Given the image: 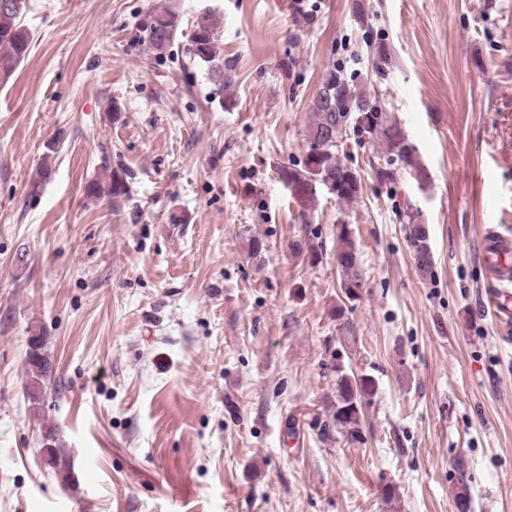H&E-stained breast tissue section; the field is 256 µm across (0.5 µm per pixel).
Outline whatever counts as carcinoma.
<instances>
[{
    "mask_svg": "<svg viewBox=\"0 0 512 512\" xmlns=\"http://www.w3.org/2000/svg\"><path fill=\"white\" fill-rule=\"evenodd\" d=\"M24 0H0V81L7 82L18 66L28 56L30 37L20 24ZM181 26V16L170 4L159 3L152 8L143 23L141 40L154 51L161 53L176 41ZM221 27L220 18L212 12H204L196 18L190 38V57L198 63L211 64L218 60L217 32ZM372 56V68L377 76H384L389 55L382 42L367 43ZM324 96L322 102L309 106V120L306 137L308 150L302 159L279 168L278 175L288 192L299 204L301 212L311 211L318 205V192L326 183L334 185L331 195L343 203L356 201L361 194L362 184L355 170L348 167L339 157V143L347 137L348 131L376 136L384 150L385 163L374 169L377 180L391 183L395 180L394 164L415 172V179L423 182L427 178L416 157L414 146L406 138L400 123L387 117L379 96L365 93L354 87L342 67L332 63L325 67L320 82ZM91 191L105 196L117 205L130 196L126 173L116 168L104 171V179L96 181ZM409 239L414 248L419 268L431 271L433 260L428 244L429 233L425 225L417 222L413 215H407ZM336 266L340 275V288L350 302L359 300L365 282L361 271L359 254L352 232L340 226L336 236ZM40 337L29 339L26 364L29 377V392L32 399L42 396L45 380L49 377V362L42 352ZM336 400L331 404L332 426L342 437L357 441L361 433V414L364 402L375 391V381L369 374L346 371L340 365L336 368ZM47 463L62 481L72 477L74 464L63 448L46 449Z\"/></svg>",
    "mask_w": 512,
    "mask_h": 512,
    "instance_id": "obj_1",
    "label": "carcinoma"
}]
</instances>
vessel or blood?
I'll use <instances>...</instances> for the list:
<instances>
[{
	"instance_id": "vessel-or-blood-1",
	"label": "vessel or blood",
	"mask_w": 512,
	"mask_h": 512,
	"mask_svg": "<svg viewBox=\"0 0 512 512\" xmlns=\"http://www.w3.org/2000/svg\"><path fill=\"white\" fill-rule=\"evenodd\" d=\"M483 263L487 271L485 300L503 328L512 327V235L487 228Z\"/></svg>"
}]
</instances>
